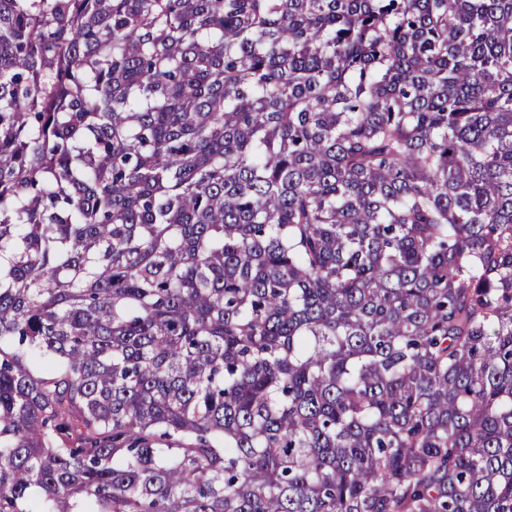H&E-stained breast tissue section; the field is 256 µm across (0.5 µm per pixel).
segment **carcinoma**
<instances>
[{"instance_id": "cac0c4a2", "label": "carcinoma", "mask_w": 512, "mask_h": 512, "mask_svg": "<svg viewBox=\"0 0 512 512\" xmlns=\"http://www.w3.org/2000/svg\"><path fill=\"white\" fill-rule=\"evenodd\" d=\"M0 512H512V0H0Z\"/></svg>"}]
</instances>
